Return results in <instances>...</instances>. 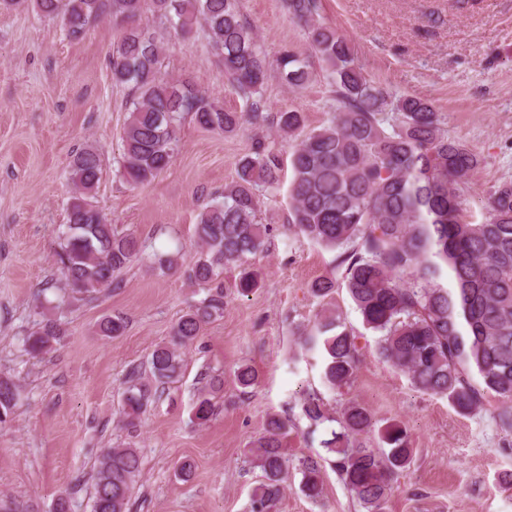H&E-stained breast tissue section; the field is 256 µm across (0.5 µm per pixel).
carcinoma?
Returning a JSON list of instances; mask_svg holds the SVG:
<instances>
[{"instance_id": "obj_1", "label": "carcinoma", "mask_w": 512, "mask_h": 512, "mask_svg": "<svg viewBox=\"0 0 512 512\" xmlns=\"http://www.w3.org/2000/svg\"><path fill=\"white\" fill-rule=\"evenodd\" d=\"M32 5L40 15L60 20L72 40L81 38L105 8L112 9V25L119 30L112 79L132 93L119 170L132 187L151 183L172 163L177 129L186 115L224 134L246 123L256 131L250 153L237 162L236 179L224 186L223 199L198 214L200 252L187 274L206 297L179 320L171 343L152 350L151 381L130 380L122 399L127 425H135L153 390L179 377L184 349L222 313L224 267L241 268L236 284L241 292L258 284L251 260L264 253L269 232L258 216L260 192L280 185L277 150L259 134L269 124L294 142L289 223L337 252L333 273L312 285L314 296H327L341 281L364 328L378 335L377 352L385 363L416 389L447 399L460 415L492 413L502 431L512 435V181L491 190L481 223L466 221L460 184L480 166L481 156L448 136L430 101L393 94L368 78L346 39L319 18L318 0H289V8L324 64L323 78L339 106L325 125L302 137V113L288 110L271 117L259 92L273 68L292 89L310 82L314 71L307 59L290 51L270 63L242 19L238 0H112L109 5L104 0H32ZM147 11L181 36L202 24L206 45L222 57L224 74L247 99L249 111H228L162 72L161 41L144 17ZM102 178L103 160L96 149L89 146L73 156L68 179L74 194L68 223L58 231L56 256L63 288L77 295L110 287L114 273L143 253L139 240L118 231L93 201ZM125 329L119 315L100 324L108 337ZM59 335V325L46 321L30 334L29 347L46 353ZM299 340L309 353L324 352L323 379L330 389L353 379L356 336L335 310L321 309ZM235 378L244 389L257 383L246 364ZM221 386L212 378L200 389L193 407L198 425L214 414L212 398ZM17 399L15 383L1 379L0 424L12 416ZM302 415L315 426L339 424L322 447L334 456L331 464L365 512H384L397 477L414 461L407 428L391 421L376 430L371 412L356 403L333 415L316 393L305 399ZM285 430L282 418H270L253 450L262 472L253 512H268L284 493ZM375 430L379 448L370 438ZM325 461L320 456L302 462L300 488L313 501L322 493ZM139 467V451L130 445L104 451L94 469L91 512H127Z\"/></svg>"}]
</instances>
